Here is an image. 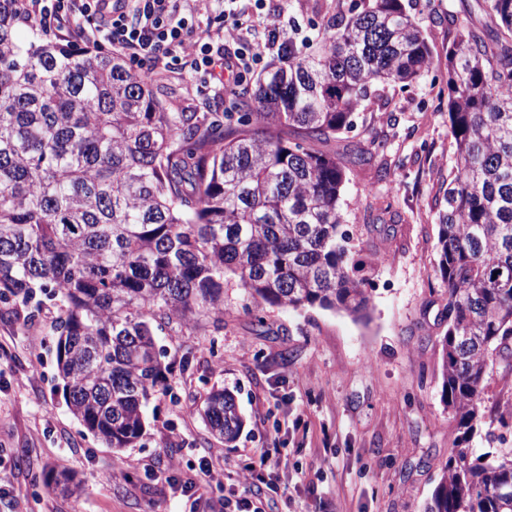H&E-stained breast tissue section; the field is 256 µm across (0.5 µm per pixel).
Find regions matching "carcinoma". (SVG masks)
<instances>
[{
  "instance_id": "obj_1",
  "label": "carcinoma",
  "mask_w": 512,
  "mask_h": 512,
  "mask_svg": "<svg viewBox=\"0 0 512 512\" xmlns=\"http://www.w3.org/2000/svg\"><path fill=\"white\" fill-rule=\"evenodd\" d=\"M477 33L453 0H336L315 45L298 43L257 81L251 112H169L119 56L22 43L0 0V301H56L57 376L69 411L113 448L134 446L168 391L155 330L224 329V277L247 307L318 306L354 318L372 264L341 229L345 166L328 144L368 95L431 69L416 15L448 23L455 179L439 209L445 285L442 399L458 435L424 512H512V451L477 455L485 389L512 370V0H483ZM296 137L281 135L283 128ZM374 139L351 162H371ZM199 415L233 442L242 418L212 388Z\"/></svg>"
}]
</instances>
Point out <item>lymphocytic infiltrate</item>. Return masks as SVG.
Segmentation results:
<instances>
[{
    "mask_svg": "<svg viewBox=\"0 0 512 512\" xmlns=\"http://www.w3.org/2000/svg\"><path fill=\"white\" fill-rule=\"evenodd\" d=\"M191 2L16 0V19L49 37L67 31L95 47L123 52L140 63L148 76L178 68L188 78L204 79L217 93L224 84L215 81V70L236 73L239 82H246L267 52L284 54L301 33L298 22L288 15L262 31L245 24L244 16L263 0H220L221 25L201 35L194 25ZM281 454L277 447L252 454L238 475L236 498L211 499L210 512H265L255 502L252 488L266 483Z\"/></svg>",
    "mask_w": 512,
    "mask_h": 512,
    "instance_id": "obj_1",
    "label": "lymphocytic infiltrate"
}]
</instances>
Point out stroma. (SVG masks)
Returning a JSON list of instances; mask_svg holds the SVG:
<instances>
[{
    "label": "stroma",
    "instance_id": "stroma-1",
    "mask_svg": "<svg viewBox=\"0 0 512 512\" xmlns=\"http://www.w3.org/2000/svg\"><path fill=\"white\" fill-rule=\"evenodd\" d=\"M336 0H267L265 19L285 13L319 27ZM433 55L410 89L388 88L365 101L346 154L386 140L384 156L347 165L345 231L362 256L378 258L367 318L318 307L266 308L256 322L234 279L224 281V329L198 326L189 336L158 335L172 367L168 394L153 397L139 442L115 451L68 410L56 374L57 311L0 303V456L11 493L0 512H204L168 480L202 458L221 467L212 495L231 492L251 452L279 444L284 453L257 492L265 512H423L457 435L442 401L441 339L445 287L437 274V212L455 176L448 133V28L418 16ZM171 112H238L244 101L213 95L175 71L151 79ZM389 175L378 179L379 167ZM395 231L368 233L383 208ZM231 392L244 420L233 444L213 436L198 410L213 386ZM74 475L77 490L46 486V476Z\"/></svg>",
    "mask_w": 512,
    "mask_h": 512
}]
</instances>
